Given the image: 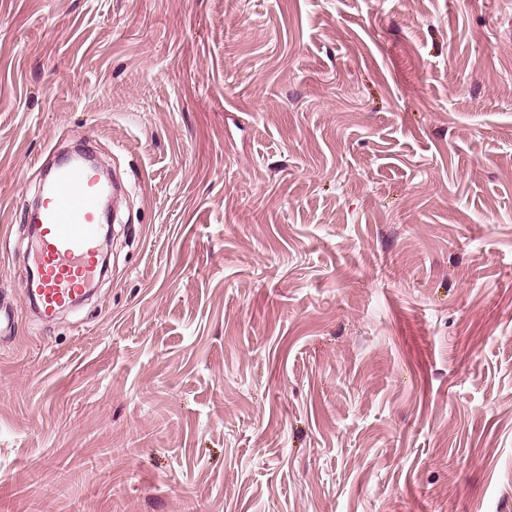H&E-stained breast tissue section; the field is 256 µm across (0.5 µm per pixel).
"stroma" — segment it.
I'll return each instance as SVG.
<instances>
[{
  "instance_id": "obj_1",
  "label": "stroma",
  "mask_w": 512,
  "mask_h": 512,
  "mask_svg": "<svg viewBox=\"0 0 512 512\" xmlns=\"http://www.w3.org/2000/svg\"><path fill=\"white\" fill-rule=\"evenodd\" d=\"M0 299V512H512V0H0ZM110 187L81 160L59 167L32 217L35 276L26 288L49 317L80 298L99 263L101 205ZM80 296V297H79Z\"/></svg>"
}]
</instances>
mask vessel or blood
Returning a JSON list of instances; mask_svg holds the SVG:
<instances>
[{
    "mask_svg": "<svg viewBox=\"0 0 512 512\" xmlns=\"http://www.w3.org/2000/svg\"><path fill=\"white\" fill-rule=\"evenodd\" d=\"M110 187L90 165L59 167L33 216L37 248L29 294L45 316L82 296L99 263L101 205Z\"/></svg>",
    "mask_w": 512,
    "mask_h": 512,
    "instance_id": "obj_1",
    "label": "vessel or blood"
}]
</instances>
